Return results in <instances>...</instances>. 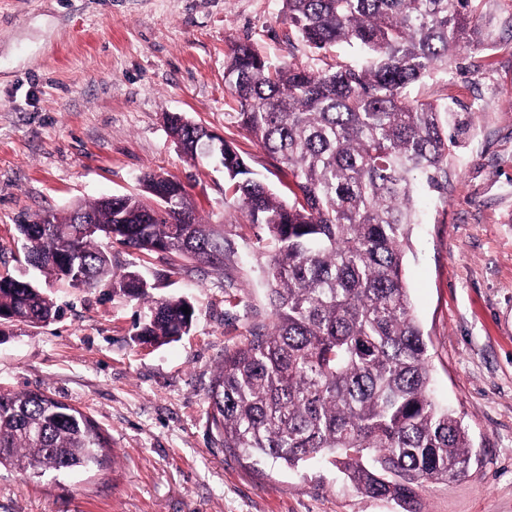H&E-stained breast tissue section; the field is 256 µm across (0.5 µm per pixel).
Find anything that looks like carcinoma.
<instances>
[{"label": "carcinoma", "mask_w": 512, "mask_h": 512, "mask_svg": "<svg viewBox=\"0 0 512 512\" xmlns=\"http://www.w3.org/2000/svg\"><path fill=\"white\" fill-rule=\"evenodd\" d=\"M484 0H283L292 32L310 50L357 49L358 64L311 69L274 66L246 41L226 54L224 83L240 127L293 177L280 200L239 149L224 142L225 191L271 248L265 274L271 328L224 354L211 388L212 425L224 447L289 468L336 457L359 492L411 502L424 482L458 478L470 437L431 390L424 332L402 278L416 195L448 190V166L467 123L448 99L415 100L413 85L448 69L472 39ZM167 130L192 159L204 155L200 125L181 114ZM145 196L173 198L155 211L114 196L73 212H47L17 225L33 241L35 266L59 279L70 267L90 288L150 298L134 270L118 273L112 245L174 254L224 267V231L196 214L176 179L147 174ZM112 237H107V234ZM188 311H183V308ZM0 312L33 323L60 308L27 281L0 277ZM185 299L151 301L136 327L142 344H166L190 331ZM109 447L79 409L42 393L0 391V466L21 476L92 470Z\"/></svg>", "instance_id": "1"}]
</instances>
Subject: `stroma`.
Masks as SVG:
<instances>
[{
  "instance_id": "35a3bbf8",
  "label": "stroma",
  "mask_w": 512,
  "mask_h": 512,
  "mask_svg": "<svg viewBox=\"0 0 512 512\" xmlns=\"http://www.w3.org/2000/svg\"><path fill=\"white\" fill-rule=\"evenodd\" d=\"M473 26L447 71L412 90L452 95L471 129L447 191L417 198L403 269L436 397L467 428L472 461L406 504L357 492L326 461L290 469L223 446L209 395L226 351L272 321L269 256L226 199L220 162L190 160L165 126L178 112L235 141L287 198L288 171L235 122L225 56L247 41L273 63L323 69L349 52L292 40L282 0H0V275L46 286L25 267L17 224L139 192L149 171L180 180L233 248L213 268L113 247L115 270H138L153 298L191 302L194 326L177 341L135 342L146 301L59 284L48 288L60 319L0 328V390L69 403L110 443L101 468L76 478L1 470L0 512H512V0H487Z\"/></svg>"
}]
</instances>
